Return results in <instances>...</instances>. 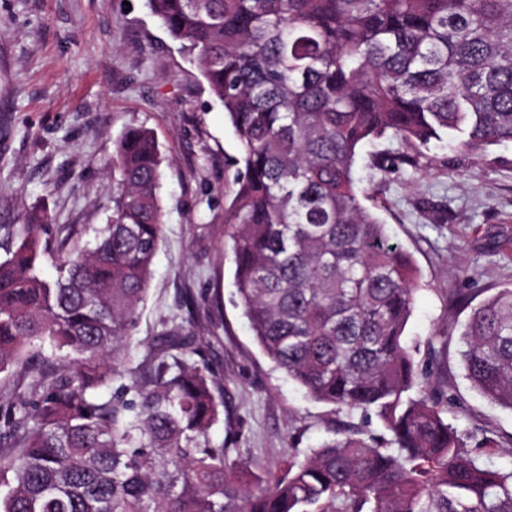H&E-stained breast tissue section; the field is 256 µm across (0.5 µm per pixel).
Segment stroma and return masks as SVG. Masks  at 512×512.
<instances>
[{
    "label": "stroma",
    "instance_id": "35a3bbf8",
    "mask_svg": "<svg viewBox=\"0 0 512 512\" xmlns=\"http://www.w3.org/2000/svg\"><path fill=\"white\" fill-rule=\"evenodd\" d=\"M131 125L150 129L164 157V237L129 350L142 356L176 325L193 338L198 361L223 379L224 418L210 440L231 448L254 486L347 416L275 369L235 304L224 217L239 151L223 107L146 0H0V224L44 210L92 241L112 213L115 142ZM404 150L395 140L366 146L356 177L419 270L409 340L449 334L455 352L470 311L449 309V296L476 305L512 283V145L479 159L438 148L416 170L371 168V153ZM450 368L460 406L449 423L488 466L512 467V410L479 394L458 363ZM485 428L499 447L478 449Z\"/></svg>",
    "mask_w": 512,
    "mask_h": 512
}]
</instances>
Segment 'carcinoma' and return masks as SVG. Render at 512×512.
<instances>
[{
    "label": "carcinoma",
    "instance_id": "1",
    "mask_svg": "<svg viewBox=\"0 0 512 512\" xmlns=\"http://www.w3.org/2000/svg\"><path fill=\"white\" fill-rule=\"evenodd\" d=\"M147 3L238 143L225 235L255 343L306 396L385 433L338 429L248 491L208 439L221 381L191 337L126 354L164 231L159 145L130 126L92 246L38 213L0 225V373L26 379L0 401V512H512V468L448 423L455 399L433 383L448 343L428 341L435 365L416 360L413 259L354 174L386 139L412 166L439 144L478 158L512 144V0ZM461 336L467 379L512 409V283Z\"/></svg>",
    "mask_w": 512,
    "mask_h": 512
}]
</instances>
